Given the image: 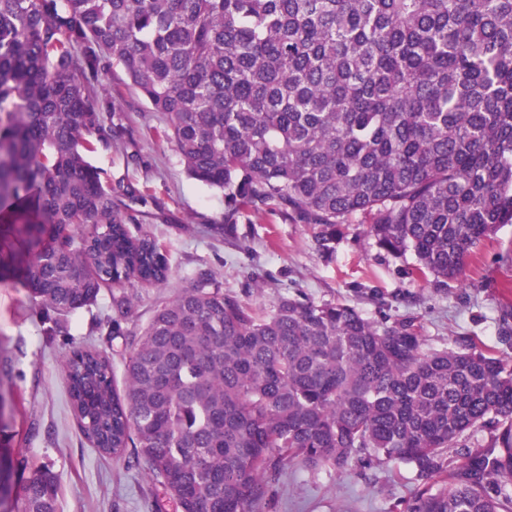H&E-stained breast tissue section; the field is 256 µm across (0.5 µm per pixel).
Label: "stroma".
<instances>
[{"label":"stroma","mask_w":512,"mask_h":512,"mask_svg":"<svg viewBox=\"0 0 512 512\" xmlns=\"http://www.w3.org/2000/svg\"><path fill=\"white\" fill-rule=\"evenodd\" d=\"M98 85L111 91L113 124L125 132L116 138L107 126L93 134L96 149L88 159L110 183L135 189L119 207L135 219L133 236H149L164 249L170 272L161 286L106 289L96 304L48 321L24 288L0 280V448L57 476L58 512H148L145 502L159 485L142 470L102 456L83 436L64 361L73 348H96L123 381L126 343L140 336L157 305L192 286L202 271L224 293L256 308L283 296L342 300L374 320L415 317L435 348L474 337L512 365V342L500 339L504 326L512 327V224L485 240L463 277L444 291L414 274L413 254H388L362 224L349 225L333 252L320 254L310 225L285 220L271 207L235 209L223 191L190 178L163 135L165 118L150 110L121 68L106 66ZM117 298L132 306L120 321L113 310ZM417 488L406 463L365 477L292 463L270 484L260 512H403Z\"/></svg>","instance_id":"1"}]
</instances>
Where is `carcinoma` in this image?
Here are the masks:
<instances>
[{
	"label": "carcinoma",
	"instance_id": "carcinoma-1",
	"mask_svg": "<svg viewBox=\"0 0 512 512\" xmlns=\"http://www.w3.org/2000/svg\"><path fill=\"white\" fill-rule=\"evenodd\" d=\"M155 112L188 174L279 207L330 253L349 218L436 285L512 224V0H0V280L54 314L166 255L130 234L87 153L112 114L106 62ZM84 437L164 490L150 512H258L292 462L412 466L405 512H512V367L469 336L428 346L413 317L282 297L256 312L202 272L125 354L73 350ZM489 427L494 448L462 438ZM0 455V512H58L55 475Z\"/></svg>",
	"mask_w": 512,
	"mask_h": 512
}]
</instances>
